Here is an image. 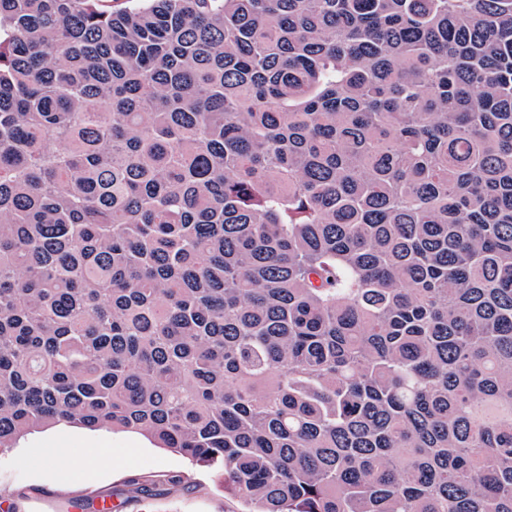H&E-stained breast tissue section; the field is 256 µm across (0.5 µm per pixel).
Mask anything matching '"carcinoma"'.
<instances>
[{
	"instance_id": "carcinoma-1",
	"label": "carcinoma",
	"mask_w": 512,
	"mask_h": 512,
	"mask_svg": "<svg viewBox=\"0 0 512 512\" xmlns=\"http://www.w3.org/2000/svg\"><path fill=\"white\" fill-rule=\"evenodd\" d=\"M100 2L0 0V454L512 512V0Z\"/></svg>"
}]
</instances>
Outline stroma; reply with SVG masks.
<instances>
[{
    "label": "stroma",
    "instance_id": "stroma-1",
    "mask_svg": "<svg viewBox=\"0 0 512 512\" xmlns=\"http://www.w3.org/2000/svg\"><path fill=\"white\" fill-rule=\"evenodd\" d=\"M113 455L110 472L86 471L83 479H69L72 461L89 460L91 442L74 437L71 453L62 457L56 475H49L44 460L51 437L29 440L0 455V512H73L74 502L90 495L112 498V512H243V504L219 486L214 473L159 448L144 437L103 430ZM177 475V485H151L152 475Z\"/></svg>",
    "mask_w": 512,
    "mask_h": 512
}]
</instances>
